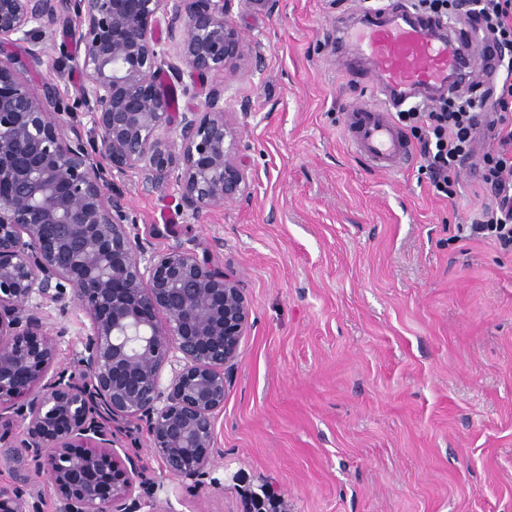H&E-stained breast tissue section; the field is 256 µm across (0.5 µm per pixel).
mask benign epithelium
I'll return each mask as SVG.
<instances>
[{
    "mask_svg": "<svg viewBox=\"0 0 512 512\" xmlns=\"http://www.w3.org/2000/svg\"><path fill=\"white\" fill-rule=\"evenodd\" d=\"M228 2L0 0V47L25 45L20 57L0 53V423L17 420L25 434L0 443L17 483L0 489V512H29L39 496L30 460L59 512H136L140 466L117 459V417L146 421L173 479L211 463L226 372L250 327L244 288L180 242L151 251L124 224L113 177L133 171L147 192L176 189L194 219L250 200L224 86L175 112L159 81L194 96L240 57ZM61 22L84 46L69 61L84 76L88 130L61 112L54 83L34 92L24 79ZM71 307L88 319L78 369L51 376L69 333L54 316Z\"/></svg>",
    "mask_w": 512,
    "mask_h": 512,
    "instance_id": "obj_1",
    "label": "benign epithelium"
}]
</instances>
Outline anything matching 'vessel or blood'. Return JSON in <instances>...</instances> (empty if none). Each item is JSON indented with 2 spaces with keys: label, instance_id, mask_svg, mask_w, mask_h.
<instances>
[{
  "label": "vessel or blood",
  "instance_id": "vessel-or-blood-1",
  "mask_svg": "<svg viewBox=\"0 0 512 512\" xmlns=\"http://www.w3.org/2000/svg\"><path fill=\"white\" fill-rule=\"evenodd\" d=\"M333 55L352 48L384 100L349 107L344 123L348 142L373 167L397 171L412 154L411 144L392 119L398 108L426 88H447L450 78L468 79L483 68L490 52L476 46L471 33L460 28L447 35L437 32L434 21L399 11L383 22H369L361 30L333 26L328 36Z\"/></svg>",
  "mask_w": 512,
  "mask_h": 512
}]
</instances>
